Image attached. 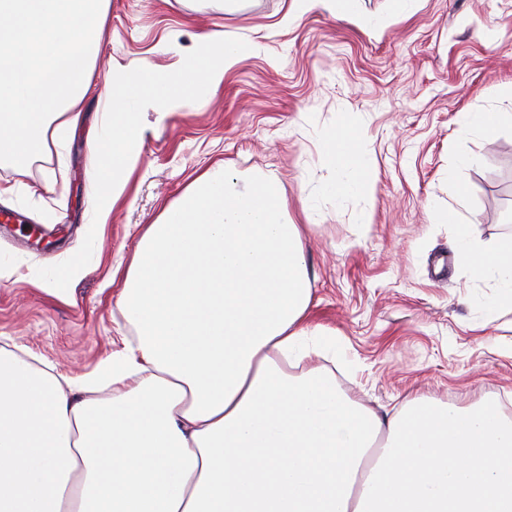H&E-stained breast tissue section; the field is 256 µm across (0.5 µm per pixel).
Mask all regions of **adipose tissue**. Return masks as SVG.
Listing matches in <instances>:
<instances>
[{
  "instance_id": "1",
  "label": "adipose tissue",
  "mask_w": 512,
  "mask_h": 512,
  "mask_svg": "<svg viewBox=\"0 0 512 512\" xmlns=\"http://www.w3.org/2000/svg\"><path fill=\"white\" fill-rule=\"evenodd\" d=\"M107 0H0V157L77 126ZM347 120L321 145L337 200L369 192ZM460 266L512 308V235ZM304 227L278 179L205 172L144 230L115 303L134 339L79 377L0 347V512H512V417L424 396L387 416L312 357Z\"/></svg>"
}]
</instances>
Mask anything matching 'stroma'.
Instances as JSON below:
<instances>
[{"label": "stroma", "mask_w": 512, "mask_h": 512, "mask_svg": "<svg viewBox=\"0 0 512 512\" xmlns=\"http://www.w3.org/2000/svg\"><path fill=\"white\" fill-rule=\"evenodd\" d=\"M293 0H109L91 94L77 129L22 162L0 158L6 203L27 227L0 223V344L39 366L81 376L128 335L115 300L147 224L201 175L221 166L276 175L289 218L306 225L312 303L308 321L336 332L317 366L353 401L389 413L416 396L470 406L512 402V311L490 309L493 284L457 267L454 226L428 204L453 208L490 245L512 234V126L491 140L457 135L465 112L512 113V0H358L360 21L317 8L282 25ZM258 43L193 107L157 123L124 194L95 238L92 259L66 298L42 289L37 268L80 248L94 208L90 141L95 92L111 67L171 71L209 28ZM363 131L370 191L324 194L333 176L321 154L343 115ZM463 199L448 178L459 156ZM370 221L358 223L360 212Z\"/></svg>", "instance_id": "35a3bbf8"}]
</instances>
